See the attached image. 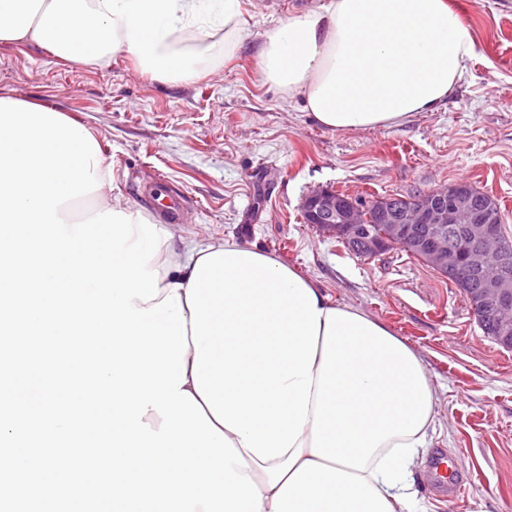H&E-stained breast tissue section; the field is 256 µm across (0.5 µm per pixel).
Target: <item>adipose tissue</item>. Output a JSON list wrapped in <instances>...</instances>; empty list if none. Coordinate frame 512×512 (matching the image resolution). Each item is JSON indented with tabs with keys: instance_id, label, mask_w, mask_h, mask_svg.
Segmentation results:
<instances>
[{
	"instance_id": "obj_1",
	"label": "adipose tissue",
	"mask_w": 512,
	"mask_h": 512,
	"mask_svg": "<svg viewBox=\"0 0 512 512\" xmlns=\"http://www.w3.org/2000/svg\"><path fill=\"white\" fill-rule=\"evenodd\" d=\"M250 37L242 0H0V41L103 68L123 53L169 83L223 71ZM474 50L448 0H326L264 34L255 77L328 130L391 128L446 102ZM157 230L149 267L180 293L185 388L248 463L261 512H417L438 424L418 352L272 255Z\"/></svg>"
}]
</instances>
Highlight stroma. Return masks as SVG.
I'll return each mask as SVG.
<instances>
[{"instance_id": "35a3bbf8", "label": "stroma", "mask_w": 512, "mask_h": 512, "mask_svg": "<svg viewBox=\"0 0 512 512\" xmlns=\"http://www.w3.org/2000/svg\"><path fill=\"white\" fill-rule=\"evenodd\" d=\"M323 0H243L252 32L223 73L174 85L112 67L59 60L0 42V93L43 103L92 129L131 207L156 174L194 202L177 230L198 245L232 239L295 267L340 305L356 307L420 354L439 407L429 455L445 454L465 494L429 497V467L412 474L422 512H512V349L487 337L465 295L392 248L364 258L304 223L301 202L329 188L371 200L467 183L492 196L512 237V0H450L476 46L468 80L437 110L389 129L332 132L301 100L257 83L262 34Z\"/></svg>"}]
</instances>
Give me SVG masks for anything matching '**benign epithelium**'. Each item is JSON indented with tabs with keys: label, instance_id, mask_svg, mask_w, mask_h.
<instances>
[{
	"label": "benign epithelium",
	"instance_id": "benign-epithelium-1",
	"mask_svg": "<svg viewBox=\"0 0 512 512\" xmlns=\"http://www.w3.org/2000/svg\"><path fill=\"white\" fill-rule=\"evenodd\" d=\"M301 209L306 223L330 236L349 237L374 256L412 238L422 252L421 260L450 278L456 274L457 259H462L467 275L479 283V302L491 316L499 342L512 347L509 246L498 228L497 211L478 206L462 186L423 193L406 206L392 197L366 202L322 188L307 195ZM369 209L385 224L377 237L361 226ZM460 243L465 250L459 257Z\"/></svg>",
	"mask_w": 512,
	"mask_h": 512
}]
</instances>
